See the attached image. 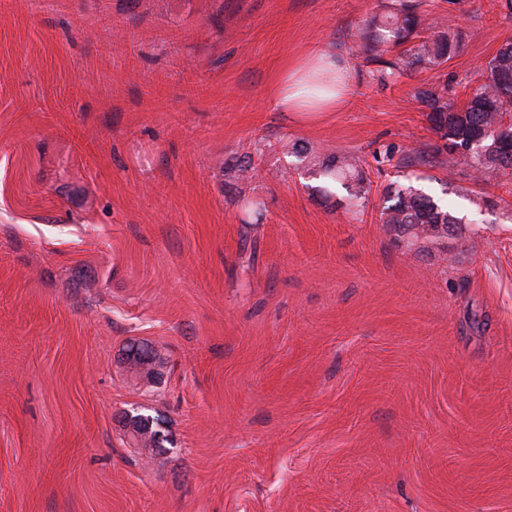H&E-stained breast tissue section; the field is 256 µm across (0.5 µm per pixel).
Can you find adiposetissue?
<instances>
[{"label":"adipose tissue","instance_id":"1","mask_svg":"<svg viewBox=\"0 0 512 512\" xmlns=\"http://www.w3.org/2000/svg\"><path fill=\"white\" fill-rule=\"evenodd\" d=\"M349 86V75L337 70L335 55L323 52L282 74L271 105L278 112H330L344 99Z\"/></svg>","mask_w":512,"mask_h":512}]
</instances>
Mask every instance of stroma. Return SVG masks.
<instances>
[{
  "label": "stroma",
  "mask_w": 512,
  "mask_h": 512,
  "mask_svg": "<svg viewBox=\"0 0 512 512\" xmlns=\"http://www.w3.org/2000/svg\"><path fill=\"white\" fill-rule=\"evenodd\" d=\"M415 2L463 46L383 81L381 0H0V512H512V175L434 156L417 97L479 85L512 13ZM321 51L345 99L274 111ZM406 183L464 223L391 232ZM315 176L339 184L345 191L348 205L364 208L369 201L371 181L359 160L351 156H329L312 169Z\"/></svg>",
  "instance_id": "stroma-1"
}]
</instances>
